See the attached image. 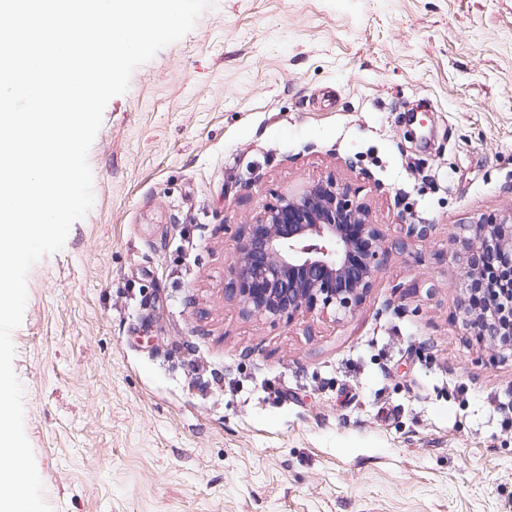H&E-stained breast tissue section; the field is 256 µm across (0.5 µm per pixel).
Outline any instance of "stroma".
I'll list each match as a JSON object with an SVG mask.
<instances>
[{
    "label": "stroma",
    "instance_id": "35a3bbf8",
    "mask_svg": "<svg viewBox=\"0 0 512 512\" xmlns=\"http://www.w3.org/2000/svg\"><path fill=\"white\" fill-rule=\"evenodd\" d=\"M88 160L12 335L53 512H512V361L453 245L512 215V0H216ZM329 176L403 249L352 311L246 313L238 226ZM467 329L472 330V327L481 335L480 340L484 342L492 350H510L512 357V337L511 333L508 336L500 337L499 333L490 327L489 319L486 313L480 312H465L463 320Z\"/></svg>",
    "mask_w": 512,
    "mask_h": 512
}]
</instances>
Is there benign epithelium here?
<instances>
[{
    "label": "benign epithelium",
    "instance_id": "obj_1",
    "mask_svg": "<svg viewBox=\"0 0 512 512\" xmlns=\"http://www.w3.org/2000/svg\"><path fill=\"white\" fill-rule=\"evenodd\" d=\"M467 231L458 241L475 249L493 245L512 257V223L470 224ZM398 246L366 221L347 188L328 179L281 196L239 227L229 261L233 292L248 312L272 320L318 307L347 311ZM464 324L489 348L512 351V337L499 336L486 314L468 311Z\"/></svg>",
    "mask_w": 512,
    "mask_h": 512
}]
</instances>
